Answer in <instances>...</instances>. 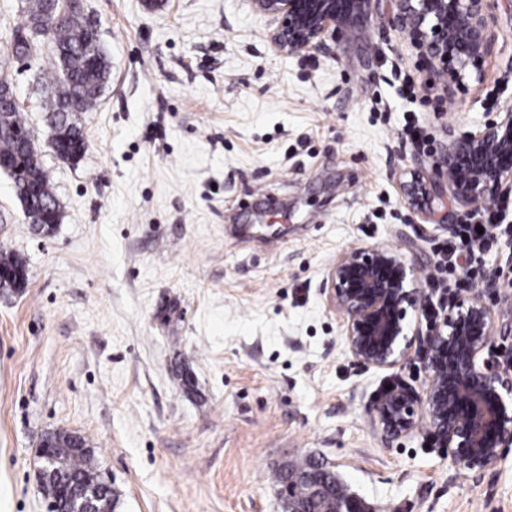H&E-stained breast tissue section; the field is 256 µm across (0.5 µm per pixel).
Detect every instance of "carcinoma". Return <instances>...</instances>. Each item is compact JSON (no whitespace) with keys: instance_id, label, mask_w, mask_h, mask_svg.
<instances>
[{"instance_id":"cac0c4a2","label":"carcinoma","mask_w":512,"mask_h":512,"mask_svg":"<svg viewBox=\"0 0 512 512\" xmlns=\"http://www.w3.org/2000/svg\"><path fill=\"white\" fill-rule=\"evenodd\" d=\"M28 3L26 26L15 30L13 36V40L21 39L23 43L13 48V53L15 57L24 59L46 40L55 49L52 71L55 94L46 101L44 110L52 135L56 132V121L65 119L71 146L68 160L77 161L83 157L88 143L76 113L88 112L97 106L109 77L110 66L82 10L74 7L70 0H54V13L61 16V20L46 33L32 28L33 22L47 7L45 0H28ZM90 56L99 58L97 66L87 65ZM5 114V121L0 123V156L20 161V175L13 183L24 213L32 223L38 225L43 223L47 207L54 210L56 217H61L60 205L51 190L39 147L32 140L27 152L20 150V134L29 132L20 107L7 109ZM54 436L63 445L50 490L52 498L56 500L57 512H69L75 496L80 494L99 500L112 499V488L100 480L98 464L89 442L78 434L66 431H58ZM275 482L280 487H290L292 496L306 501L303 487L291 480L290 472L276 475Z\"/></svg>"}]
</instances>
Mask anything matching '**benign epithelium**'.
<instances>
[{"instance_id":"benign-epithelium-1","label":"benign epithelium","mask_w":512,"mask_h":512,"mask_svg":"<svg viewBox=\"0 0 512 512\" xmlns=\"http://www.w3.org/2000/svg\"><path fill=\"white\" fill-rule=\"evenodd\" d=\"M256 9L277 20L274 46L285 53L323 45L361 27L373 15L375 0H253ZM388 23L407 33L426 61L422 80L448 75L464 85L480 81L481 64L495 41L498 0H394ZM512 182V106L500 119L475 132L452 137L434 154L428 179L411 176L402 189L420 207L430 197L451 193L472 205ZM329 300L344 317L353 358L366 367L392 369L416 356L426 383L422 393L393 387L368 407L385 440L391 442L424 423L454 461L482 469L512 448V374L485 361L494 321L497 289L491 280L454 299L427 323L410 329L408 310L424 312L429 294L417 285L416 267L388 248L356 247L343 252L327 275ZM39 482L52 477V446L38 445ZM311 498L332 496L306 472ZM333 512H365L354 495L336 498Z\"/></svg>"}]
</instances>
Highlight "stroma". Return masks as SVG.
<instances>
[{"instance_id":"35a3bbf8","label":"stroma","mask_w":512,"mask_h":512,"mask_svg":"<svg viewBox=\"0 0 512 512\" xmlns=\"http://www.w3.org/2000/svg\"><path fill=\"white\" fill-rule=\"evenodd\" d=\"M82 4L111 73L78 115L84 156L43 157L59 224L27 223L0 173V250L29 276L0 295V512H46L36 446L57 429L89 441L117 512H284L275 475L311 459L371 512H512V453L468 470L425 426L382 440L368 405L388 379L422 392V362L358 365L324 288L362 246L426 282L473 214L443 198L447 223L423 221L399 175L505 108L512 0L481 81L427 88L386 0L368 28L288 54L253 0ZM25 7L0 0V73L46 146L53 52L13 57Z\"/></svg>"}]
</instances>
